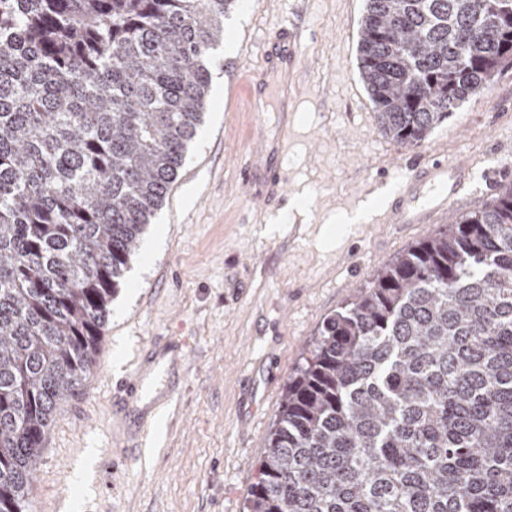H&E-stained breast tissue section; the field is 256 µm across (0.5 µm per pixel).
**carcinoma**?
Here are the masks:
<instances>
[{"label":"carcinoma","instance_id":"cac0c4a2","mask_svg":"<svg viewBox=\"0 0 512 512\" xmlns=\"http://www.w3.org/2000/svg\"><path fill=\"white\" fill-rule=\"evenodd\" d=\"M237 0H0V512H25L206 108ZM381 131L512 70V0H365ZM244 512H512V184L377 270L288 378Z\"/></svg>","mask_w":512,"mask_h":512}]
</instances>
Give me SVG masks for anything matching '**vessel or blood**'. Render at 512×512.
I'll return each mask as SVG.
<instances>
[{"instance_id":"b4317fda","label":"vessel or blood","mask_w":512,"mask_h":512,"mask_svg":"<svg viewBox=\"0 0 512 512\" xmlns=\"http://www.w3.org/2000/svg\"><path fill=\"white\" fill-rule=\"evenodd\" d=\"M304 29L299 22L282 27L275 40L263 51L262 69L251 71V100L266 104L276 100L279 112L292 106L293 73L298 66V47ZM277 148L265 144L242 158L241 173L250 194L264 199L277 197L280 191V167L275 160ZM471 167L458 160L430 157L410 164L403 173L390 205L394 224L435 223L448 206L457 202L471 182ZM186 341L169 340L156 344L134 377L124 380L120 389L127 402L139 404L148 412L156 399L172 395L168 381L170 369L184 355Z\"/></svg>"}]
</instances>
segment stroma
Masks as SVG:
<instances>
[{
	"label": "stroma",
	"mask_w": 512,
	"mask_h": 512,
	"mask_svg": "<svg viewBox=\"0 0 512 512\" xmlns=\"http://www.w3.org/2000/svg\"><path fill=\"white\" fill-rule=\"evenodd\" d=\"M365 0H239L210 57L203 122L166 202L112 298L92 373L61 401L37 458L27 512H242L289 375L323 321L371 274L434 232L387 224L400 172L431 154L460 159L472 188L453 223L512 184V70L404 148L383 135L357 68ZM304 27L281 198H252L240 159L276 142L243 72L292 20ZM379 205L358 224L337 216ZM189 348L173 407L139 427L116 385L160 337Z\"/></svg>",
	"instance_id": "stroma-1"
}]
</instances>
